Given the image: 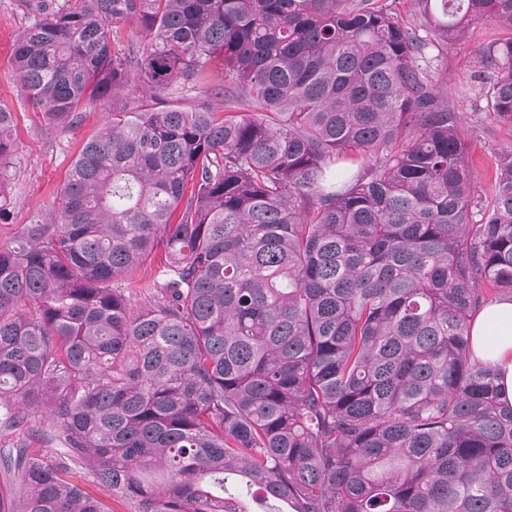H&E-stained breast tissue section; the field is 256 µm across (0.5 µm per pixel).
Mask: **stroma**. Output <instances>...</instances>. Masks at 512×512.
Masks as SVG:
<instances>
[{"label":"stroma","mask_w":512,"mask_h":512,"mask_svg":"<svg viewBox=\"0 0 512 512\" xmlns=\"http://www.w3.org/2000/svg\"><path fill=\"white\" fill-rule=\"evenodd\" d=\"M20 0H0V106L14 112L16 145L9 170L10 202L0 217V247L7 246L22 224L34 214H46L59 203V191L83 144L105 122L108 108L86 106L78 122L67 128L47 124L33 108L17 78L10 48L29 25ZM496 22L478 20L457 41L429 51L428 67L448 102L461 114V131L468 143L473 192L483 203L493 198V175L499 156L512 153V124L501 121L487 105L485 93L494 81L479 63V52L503 38Z\"/></svg>","instance_id":"stroma-1"}]
</instances>
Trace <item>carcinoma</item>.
Returning a JSON list of instances; mask_svg holds the SVG:
<instances>
[{
    "label": "carcinoma",
    "mask_w": 512,
    "mask_h": 512,
    "mask_svg": "<svg viewBox=\"0 0 512 512\" xmlns=\"http://www.w3.org/2000/svg\"><path fill=\"white\" fill-rule=\"evenodd\" d=\"M22 2L32 106L112 112L0 248V512H110L80 474L128 512H512V406L470 338L512 293V153L474 201L422 66L475 20L512 31V0H418L413 27L387 0ZM481 63L512 123V35ZM13 130L0 107V207ZM161 260L160 256L156 258L154 262L151 264H148L147 266L143 267L139 271L138 277H136L134 280H136V284H134L132 293H131V301L134 306V308H139L140 305L143 303L144 297H143V288H135L140 286V284L149 283L154 280L162 281L163 276L161 273Z\"/></svg>",
    "instance_id": "carcinoma-1"
}]
</instances>
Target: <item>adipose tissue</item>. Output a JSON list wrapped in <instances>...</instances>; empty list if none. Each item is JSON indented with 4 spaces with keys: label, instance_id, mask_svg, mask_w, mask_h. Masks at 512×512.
Returning <instances> with one entry per match:
<instances>
[{
    "label": "adipose tissue",
    "instance_id": "adipose-tissue-1",
    "mask_svg": "<svg viewBox=\"0 0 512 512\" xmlns=\"http://www.w3.org/2000/svg\"><path fill=\"white\" fill-rule=\"evenodd\" d=\"M475 357L497 373L501 402L512 405V298L485 304L471 323Z\"/></svg>",
    "mask_w": 512,
    "mask_h": 512
}]
</instances>
